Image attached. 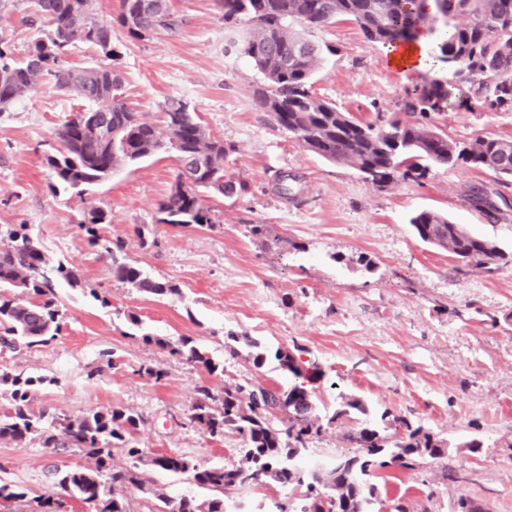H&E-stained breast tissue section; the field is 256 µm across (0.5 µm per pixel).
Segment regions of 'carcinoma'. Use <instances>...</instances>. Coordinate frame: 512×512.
Instances as JSON below:
<instances>
[{
  "instance_id": "obj_1",
  "label": "carcinoma",
  "mask_w": 512,
  "mask_h": 512,
  "mask_svg": "<svg viewBox=\"0 0 512 512\" xmlns=\"http://www.w3.org/2000/svg\"><path fill=\"white\" fill-rule=\"evenodd\" d=\"M224 22L251 26L244 54L262 73L264 85L253 92L256 105L271 124L329 163L358 171L385 189L400 180L423 179L433 166H466L488 170L512 182V137H476L459 142L440 128L436 117L474 100L480 107L512 112V0H216ZM88 0H30L33 21L47 33L28 53L15 61L0 48V112L38 87L50 84L85 107L70 113L54 130L58 143L46 156L57 181L85 190L125 164L140 161L165 148L177 153L181 169L166 198L158 204L162 222L182 227L214 224L203 193H231L235 186L224 180V160L232 148L208 135L197 113L182 102L164 112V129L131 109L124 101L120 78L112 68H67L64 58L77 42L99 48L110 57L112 23L87 19ZM457 15L471 17L464 25H450ZM338 20L354 22L365 40L393 46L423 34L436 35L440 60L452 70L450 78L426 80L414 87L405 103V117L379 113L362 123L336 104L318 97L312 78L321 61L319 47L294 28L323 27ZM132 39H143L174 25L167 0H121L115 19ZM468 91H463V87ZM105 212H89L79 228L111 262L112 277L158 297L180 293L172 282L149 276L121 257L120 239L102 235ZM413 232L422 242L448 252L465 268L494 273L509 262L492 240L473 234L464 224L433 210L414 213ZM10 243L0 249V350L18 352L46 344L60 332L65 311L56 286L78 284L75 271L49 261L27 226L9 232ZM145 343H155L170 356L198 367L207 375L221 376L224 364L200 352L191 339L175 342L148 333ZM282 371L296 378L286 388L252 384H224L222 391L204 382L196 388L187 420L209 438L240 436L247 445L245 461L231 465H201L179 453L147 456L138 448L135 433L141 417L112 407L92 409L71 419L64 413L36 414L30 396L46 382L43 376L0 374V384L10 386V407L0 414V439L23 442L36 435L45 448H78L92 459L90 465L56 470L62 490L56 499L32 498L30 512H134L130 501L116 494L117 487H133L154 500L150 512H228L229 490L255 487L280 488L283 493L301 489L298 501L273 503V512H377V472L398 467L417 469L424 458L440 460L449 451L447 440L413 427L404 417L396 422L404 436L392 445L375 429L359 427L345 434L360 448L355 455H338L328 469L298 465L312 440L326 424L350 414H367L356 397L328 420L318 413L316 398L301 378L306 367L290 352L274 354ZM281 420V425L273 421ZM121 448L130 463L112 465V449ZM180 474L204 490L201 496L168 498L147 484L143 466ZM27 493L0 478V500L22 501Z\"/></svg>"
}]
</instances>
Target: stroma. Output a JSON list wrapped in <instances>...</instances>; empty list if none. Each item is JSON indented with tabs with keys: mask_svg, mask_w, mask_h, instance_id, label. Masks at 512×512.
<instances>
[{
	"mask_svg": "<svg viewBox=\"0 0 512 512\" xmlns=\"http://www.w3.org/2000/svg\"><path fill=\"white\" fill-rule=\"evenodd\" d=\"M169 6L175 30L131 40L116 26L113 58L80 43L65 64L112 67L125 102L157 124L168 102L187 103L207 133L231 145L224 177L236 189L207 197L214 228L162 223L157 205L180 169L175 154L162 150L83 194L53 191L45 157L56 146L54 127L76 101L44 85L0 112V247L9 242L8 229L27 225L51 263L73 266L81 282L58 290L67 312L61 333L39 347L0 351V373L47 377L33 394V411L77 419L119 405L140 416L135 439L146 453L237 463L244 446L239 437L210 439L181 417L205 379L217 388L227 381L287 384L274 353L294 350L305 367L323 372L313 385L323 416L332 417L352 396L368 408L364 422L383 436L395 435L393 420L402 416L448 441L445 461L427 458L417 470L390 471L378 483L381 501L455 512L464 497L483 512H512V262L491 274L459 270L408 222L419 210H439L511 253L512 184L497 183L486 171L441 166L421 181L382 190L353 169L305 151L254 101L263 76L240 52L247 26L225 23L215 0H169ZM28 10L27 0H15L0 16V38L17 59L39 36L26 20ZM305 36L324 49L315 93L363 122L401 111L415 84L448 75L446 63L435 58L420 75H403L389 66L386 47L366 42L347 20ZM439 125L460 142L506 137L512 113L473 105L446 112ZM282 172L294 176L285 196L276 189ZM474 185L489 192L494 216L471 205ZM94 208L107 213L104 231L122 240L127 261L173 280L180 295L157 298L113 278L109 261L79 228ZM253 224L263 225L264 235L252 236ZM145 332L192 338L198 349L223 359V377L207 378L142 343ZM230 332L260 343L261 366H254L248 348L230 355L224 347ZM145 364L163 367L165 379L141 376ZM353 426L333 419L310 443L309 457L328 462L353 452L343 438ZM87 461L78 449L53 451L36 437L0 439V478L32 497H59L55 467ZM448 466L459 481L443 479Z\"/></svg>",
	"mask_w": 512,
	"mask_h": 512,
	"instance_id": "1",
	"label": "stroma"
}]
</instances>
